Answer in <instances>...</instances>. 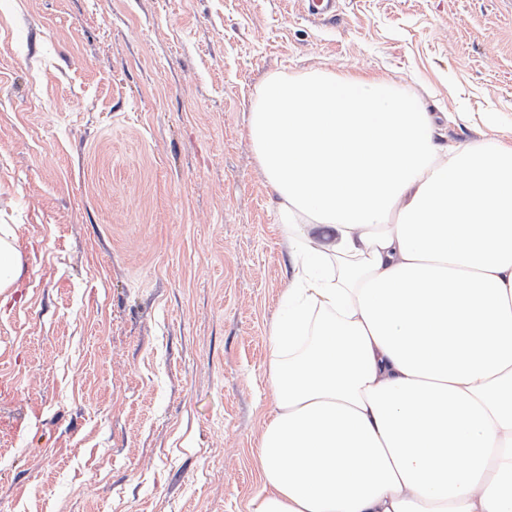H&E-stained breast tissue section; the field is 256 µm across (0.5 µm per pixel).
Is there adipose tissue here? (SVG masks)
Returning a JSON list of instances; mask_svg holds the SVG:
<instances>
[{
  "label": "adipose tissue",
  "instance_id": "1",
  "mask_svg": "<svg viewBox=\"0 0 512 512\" xmlns=\"http://www.w3.org/2000/svg\"><path fill=\"white\" fill-rule=\"evenodd\" d=\"M380 78L271 75L258 164L303 239L251 512H512V148Z\"/></svg>",
  "mask_w": 512,
  "mask_h": 512
}]
</instances>
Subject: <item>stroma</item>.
Masks as SVG:
<instances>
[{"instance_id":"obj_1","label":"stroma","mask_w":512,"mask_h":512,"mask_svg":"<svg viewBox=\"0 0 512 512\" xmlns=\"http://www.w3.org/2000/svg\"><path fill=\"white\" fill-rule=\"evenodd\" d=\"M316 72L512 147V0H0V512H249L299 260L251 108ZM22 269L20 252L15 245L12 229L8 224L0 226V294L16 288Z\"/></svg>"}]
</instances>
